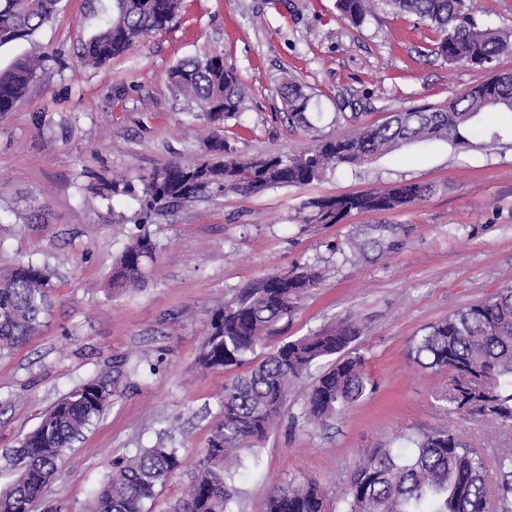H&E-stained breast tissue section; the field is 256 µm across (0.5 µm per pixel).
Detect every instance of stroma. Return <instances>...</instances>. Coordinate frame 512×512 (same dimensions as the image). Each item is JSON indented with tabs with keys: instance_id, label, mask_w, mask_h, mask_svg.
<instances>
[{
	"instance_id": "obj_1",
	"label": "stroma",
	"mask_w": 512,
	"mask_h": 512,
	"mask_svg": "<svg viewBox=\"0 0 512 512\" xmlns=\"http://www.w3.org/2000/svg\"><path fill=\"white\" fill-rule=\"evenodd\" d=\"M113 0H61L32 40L0 45V69L36 52L46 58L12 111L0 114V271L48 263L54 305L40 332L0 352V450L19 447L42 412L92 379L118 396L65 458L34 512H85L114 459L157 444L178 449L180 472L147 502L170 512L222 417L224 371L197 359L215 311L266 275L309 266L320 279L278 335L284 342L341 321L361 330L376 392L345 414L302 416L321 360L292 385L288 406L239 469L240 512H262L274 488L312 479L329 493L369 448L454 424L448 376L409 357L414 337L457 309L512 286V114H483L468 144L410 143L369 163L341 167L303 186L198 199L155 217L157 262L133 290L110 287L135 226V199L93 198L98 179L142 174L203 156V123L169 90L170 68L218 52L245 88L224 144L240 159L286 155L385 121L391 112L439 106L512 70L448 64L433 52L430 22L375 0L357 26L337 0H183L179 17L98 69L79 62ZM300 78L313 99L311 127L288 124L277 90ZM402 183L429 189L401 210L310 222L309 202Z\"/></svg>"
}]
</instances>
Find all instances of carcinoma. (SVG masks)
<instances>
[{"label":"carcinoma","instance_id":"cac0c4a2","mask_svg":"<svg viewBox=\"0 0 512 512\" xmlns=\"http://www.w3.org/2000/svg\"><path fill=\"white\" fill-rule=\"evenodd\" d=\"M401 14L428 20L439 33L433 53L450 63L489 64L512 50V35L478 28L464 0H390ZM60 0H0V44L30 39L50 21ZM372 0H338L344 19L357 25L370 13ZM180 0H114L99 32L82 47L81 59L101 65L130 50L144 35L167 28L178 16ZM44 58L26 55L0 71V113L12 110L42 69ZM172 94L193 106L189 121L211 128L206 154L191 166L170 163L148 173L103 179L95 195L102 200L139 195L140 211L117 257L112 287L134 288L156 260L157 244L146 231L154 216L201 197L233 191L252 195L267 189L306 185L327 170L362 165L411 142L446 140L458 144L473 133L486 112H512V73L487 79L441 106L394 113L353 135L328 138L291 156H267L241 162L224 159L221 125L234 118L243 102L241 82L224 67L220 54L177 62L169 72ZM281 103L292 127H309L312 96L303 83L284 82ZM418 184L390 186L317 200L309 223L334 224L352 214L390 211L423 200ZM310 270L292 271L288 281L269 275L242 289L217 310L199 355L204 370L233 373L224 383L223 418L198 458L185 496L173 512H235L237 491L228 479L232 464L267 438L287 401L290 385L321 359L336 356L311 387L304 407L307 422H321L372 395L375 383L361 355L347 351L360 330L342 323L280 345L259 360L252 358L277 324L288 317L301 295L316 285ZM54 288L48 266L31 260L0 275V347L28 340L50 311ZM414 362L448 374V410L461 419L512 423V288L463 307L425 328L412 340ZM251 368L238 373L245 364ZM117 395L103 381H87L46 411L20 448L0 455V469L11 482L0 491V512H25L44 498L59 465L76 439L93 426ZM366 451L336 497L340 512H512V448L489 460L456 428L439 427L409 440ZM498 480L489 483V465ZM178 449L138 448L112 461V471L88 503L87 512H147L157 489L181 470ZM330 498L306 481L276 488L264 512H329Z\"/></svg>","mask_w":512,"mask_h":512}]
</instances>
